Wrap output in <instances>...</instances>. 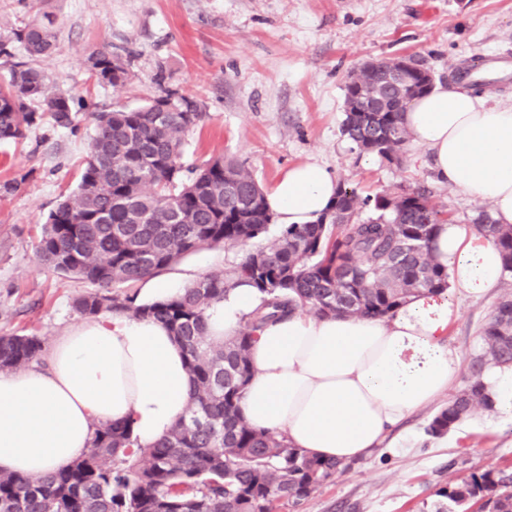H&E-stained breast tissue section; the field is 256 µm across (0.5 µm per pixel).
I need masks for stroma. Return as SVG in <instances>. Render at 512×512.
<instances>
[{
	"label": "stroma",
	"mask_w": 512,
	"mask_h": 512,
	"mask_svg": "<svg viewBox=\"0 0 512 512\" xmlns=\"http://www.w3.org/2000/svg\"><path fill=\"white\" fill-rule=\"evenodd\" d=\"M38 12L52 19L57 40L38 65L81 104L73 127L46 118L22 141L0 142V335L49 344L81 322L72 302L87 283L41 269L34 243L48 212L78 184L90 112L145 104L163 87L194 98L206 114L187 137L186 163L232 156L267 189L288 167L315 162L364 196L427 187L457 224L472 223L480 208L439 181L424 147L408 144L399 166L353 150L340 133L344 86L371 60L411 55L448 83L475 59L512 51V0H0V40L13 42ZM97 48L130 57L122 89L91 79L83 60ZM244 254L204 249L156 282L181 289ZM499 298L453 296L461 316L448 328L460 356L452 390L464 386ZM433 414L413 413L388 446L348 463L295 512H433L442 487L512 469V420L479 408L465 428L432 437L425 426Z\"/></svg>",
	"instance_id": "obj_1"
}]
</instances>
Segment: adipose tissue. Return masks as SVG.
<instances>
[{
  "mask_svg": "<svg viewBox=\"0 0 512 512\" xmlns=\"http://www.w3.org/2000/svg\"><path fill=\"white\" fill-rule=\"evenodd\" d=\"M404 119L441 181L512 224V102L438 84ZM336 189L330 173L305 163L288 167L265 197L279 223L309 224ZM433 247L448 268L446 292L415 296L383 318L298 311L268 325L250 351L240 403L248 424L346 464L446 392L460 363L448 324L461 316L448 296H485L502 264L492 241L464 224L440 225ZM262 299L238 284L208 310L211 337L236 335ZM190 390L182 351L162 324L111 313L84 321L52 342L46 366L0 373V471L36 478L67 468L89 453L101 423L130 424L139 442L154 443L184 415Z\"/></svg>",
  "mask_w": 512,
  "mask_h": 512,
  "instance_id": "1",
  "label": "adipose tissue"
}]
</instances>
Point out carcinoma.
Here are the masks:
<instances>
[{"label":"carcinoma","instance_id":"cac0c4a2","mask_svg":"<svg viewBox=\"0 0 512 512\" xmlns=\"http://www.w3.org/2000/svg\"><path fill=\"white\" fill-rule=\"evenodd\" d=\"M29 58L0 87V141H16L49 117L73 123L74 97L51 90L33 62L53 53L51 22L37 18L15 32ZM102 87L125 85L130 61L114 51L86 58ZM397 59L359 67L345 86V105L378 103L381 112H345L342 135L361 153L390 165L403 162L408 104L434 87L423 64L394 74ZM94 135L77 188L52 210L35 244L39 264L92 289L72 307L152 319L182 348L191 376L186 416L157 442L141 445L124 424L98 426L90 454L69 468L31 479L0 473V512H276L302 501L343 470L251 427L240 410L252 375L258 332L296 310L317 317L383 318L417 294L448 288L434 254L438 226L448 222L431 192L409 187L396 195L361 196L338 183L332 207L312 224H276L265 193L237 160L213 156L183 162L188 133L203 119L200 104L163 89L150 102L92 113ZM474 228L497 247L512 274V225L482 210ZM256 246L238 262L207 273L177 293L140 302L132 289L184 257L222 245ZM246 281L263 304L235 336L210 337L207 310ZM35 335L0 336V372L40 360ZM512 365V292L504 293L483 327L480 351L460 389L425 432L447 434L480 407L493 410L482 382L486 367ZM450 507L435 512H512V472L471 473L439 490Z\"/></svg>","mask_w":512,"mask_h":512}]
</instances>
